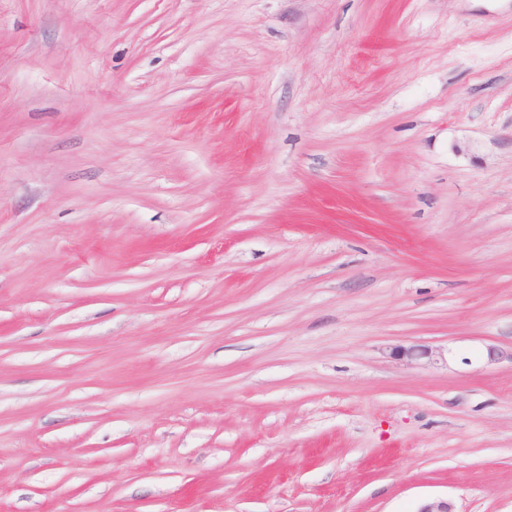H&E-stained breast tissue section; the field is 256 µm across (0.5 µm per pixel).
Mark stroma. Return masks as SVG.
Instances as JSON below:
<instances>
[{"label": "stroma", "instance_id": "stroma-1", "mask_svg": "<svg viewBox=\"0 0 512 512\" xmlns=\"http://www.w3.org/2000/svg\"><path fill=\"white\" fill-rule=\"evenodd\" d=\"M432 499L512 512V0H0V512Z\"/></svg>", "mask_w": 512, "mask_h": 512}]
</instances>
